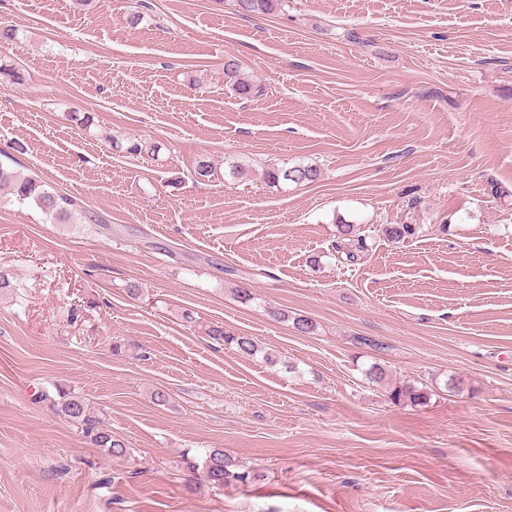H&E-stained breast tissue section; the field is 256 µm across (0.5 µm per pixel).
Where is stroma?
I'll return each instance as SVG.
<instances>
[{
    "label": "stroma",
    "instance_id": "1",
    "mask_svg": "<svg viewBox=\"0 0 512 512\" xmlns=\"http://www.w3.org/2000/svg\"><path fill=\"white\" fill-rule=\"evenodd\" d=\"M0 23L23 75L0 80V148L23 142L17 170L111 227L0 204V512H512V0L252 18L233 0H0ZM228 55L255 97L225 84ZM113 135L163 148L128 157ZM203 157L216 173L198 184ZM231 160L249 175L225 179ZM300 163L320 179L263 178ZM341 219L368 245L353 264ZM403 223L414 238L384 235ZM211 322L281 365L216 344ZM374 362L432 383L427 403L393 404L361 373ZM56 385L128 454L40 402ZM208 448L258 480L193 478ZM55 392L54 396L45 392L40 397L52 412L73 425L88 444L111 457L119 458L128 453L125 442L112 434L85 398L61 385L55 386Z\"/></svg>",
    "mask_w": 512,
    "mask_h": 512
}]
</instances>
